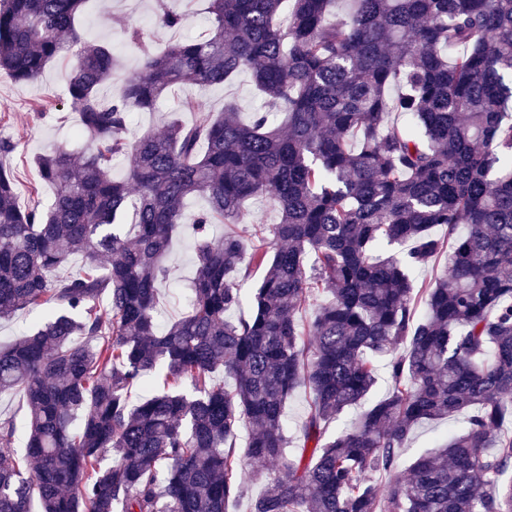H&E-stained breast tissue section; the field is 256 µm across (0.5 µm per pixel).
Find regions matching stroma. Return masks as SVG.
<instances>
[{"instance_id": "stroma-1", "label": "stroma", "mask_w": 512, "mask_h": 512, "mask_svg": "<svg viewBox=\"0 0 512 512\" xmlns=\"http://www.w3.org/2000/svg\"><path fill=\"white\" fill-rule=\"evenodd\" d=\"M172 5L185 16L183 27L175 31L156 25L153 0H91L79 26L86 39L108 42L122 65V74L113 79L109 93H117L123 79L139 69L140 53L130 41L131 29L142 30L148 43L157 49L174 40L200 37L207 30L206 0H172ZM69 67V60L56 61L33 84H18L0 73V137L16 144L10 163L20 183L21 202L35 198L45 207L51 201V191L40 181L34 166L38 154L58 145L76 151L87 147L85 139L74 133L76 114L65 94L64 78ZM189 95L198 97L217 112L223 110L225 102L235 101L244 119L260 103L246 72L225 84L206 89L185 85L169 92L154 111L134 113L130 135L162 131L165 122L176 118L189 121V114L179 109L180 100ZM167 265L169 276L160 288L156 313L163 327L190 309L197 258L188 232H181L174 238Z\"/></svg>"}]
</instances>
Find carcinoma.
I'll use <instances>...</instances> for the list:
<instances>
[{
  "label": "carcinoma",
  "instance_id": "cac0c4a2",
  "mask_svg": "<svg viewBox=\"0 0 512 512\" xmlns=\"http://www.w3.org/2000/svg\"><path fill=\"white\" fill-rule=\"evenodd\" d=\"M336 2L209 0L206 34L143 49L105 99L119 60L83 37L88 0H0V71L32 84L73 56L66 94L88 141L37 157L45 210L18 202L15 146L0 138V319L46 309L0 346V394L25 404L23 451L0 448V512H227L262 480L248 512H512V0H350L335 18ZM155 19L183 24L167 0ZM242 71L266 103L249 121L186 97L190 122L127 137L130 114L173 87ZM192 195L208 208L189 225L191 308L161 331L165 261ZM262 195L279 223L243 267L238 231L215 240L210 226L244 223ZM382 242L409 248L383 256ZM445 251L443 272L417 284ZM75 255L83 266L60 273ZM254 269L253 313L230 321L233 280ZM385 357L394 386L372 400ZM221 369L234 390L214 380ZM301 384L310 409L290 458L284 410ZM457 416L461 432L401 473L415 426ZM17 432L0 417L1 442Z\"/></svg>",
  "mask_w": 512,
  "mask_h": 512
}]
</instances>
